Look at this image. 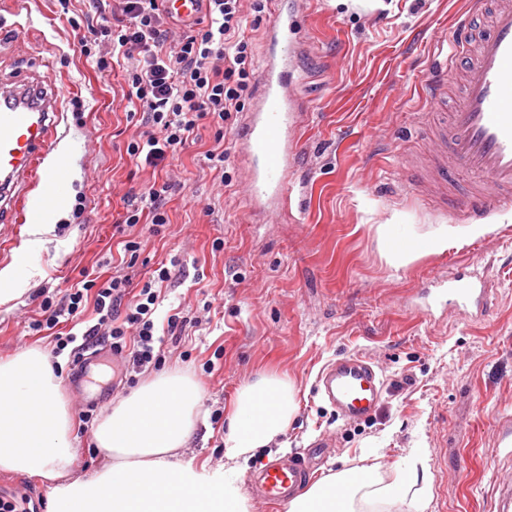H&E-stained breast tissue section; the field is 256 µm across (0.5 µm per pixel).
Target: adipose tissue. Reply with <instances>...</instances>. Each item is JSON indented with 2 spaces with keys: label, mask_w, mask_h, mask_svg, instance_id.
Masks as SVG:
<instances>
[{
  "label": "adipose tissue",
  "mask_w": 512,
  "mask_h": 512,
  "mask_svg": "<svg viewBox=\"0 0 512 512\" xmlns=\"http://www.w3.org/2000/svg\"><path fill=\"white\" fill-rule=\"evenodd\" d=\"M48 355L28 348L0 358V471L27 474L51 485V512H249L236 468H207L180 458L196 428L200 387L190 376L163 371L122 397L97 423L93 437L108 465L76 474L71 415ZM298 410L287 376L269 374L240 386L224 456L233 461L270 446ZM331 497L314 483L291 499L287 512H360L380 483L366 471L360 483Z\"/></svg>",
  "instance_id": "ef3b65f1"
}]
</instances>
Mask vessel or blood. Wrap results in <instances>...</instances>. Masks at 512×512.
<instances>
[{
	"label": "vessel or blood",
	"mask_w": 512,
	"mask_h": 512,
	"mask_svg": "<svg viewBox=\"0 0 512 512\" xmlns=\"http://www.w3.org/2000/svg\"><path fill=\"white\" fill-rule=\"evenodd\" d=\"M207 0H160L172 24L189 28L200 22ZM301 0L290 9H275L265 28L267 51L261 58L255 105L240 136L251 159L249 194L255 205L291 209L296 184L290 173L303 115L292 96L289 62L300 41ZM465 34L456 43L457 57L446 58L424 76L429 106L442 107L448 82L460 87L453 112L444 113L427 133L439 188L464 175L468 187L452 203L460 212L480 217L512 202V0H465L458 17ZM62 97L42 81L0 80V223L16 227L48 220L65 186L60 176L67 159L59 152ZM436 307L474 318L485 293L482 279L449 272L435 278ZM315 391L337 417L349 423L369 419L380 405L383 380L367 357L349 353L320 372ZM313 472L300 455L266 462L247 477L257 497L282 505L305 492Z\"/></svg>",
	"instance_id": "vessel-or-blood-1"
}]
</instances>
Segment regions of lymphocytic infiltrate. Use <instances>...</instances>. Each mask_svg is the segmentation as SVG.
<instances>
[{"mask_svg":"<svg viewBox=\"0 0 512 512\" xmlns=\"http://www.w3.org/2000/svg\"><path fill=\"white\" fill-rule=\"evenodd\" d=\"M96 14L83 17L81 51L94 57L99 71L113 61L132 64L129 102L142 113L140 131L127 153L144 166L157 168L194 142L202 127L214 131L207 154L212 169L223 172L224 124L242 111L254 78L253 39L246 35V11L262 14L266 0H208L202 27L172 35L158 0H94ZM170 182L152 184L143 206L128 205L124 226L148 220L150 230L168 224ZM176 277L174 268L158 263L137 293L128 276L100 279L83 275L61 299L46 295L40 302L43 319L31 329L55 331L53 356L69 354L79 361L100 336H107L113 354L128 358L133 369L160 364L165 337L185 335L186 317H166V333L158 335L154 315L162 303L163 284ZM93 306L96 324H86V306Z\"/></svg>","mask_w":512,"mask_h":512,"instance_id":"f902f5d3","label":"lymphocytic infiltrate"}]
</instances>
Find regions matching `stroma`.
I'll list each match as a JSON object with an SVG mask.
<instances>
[{"mask_svg": "<svg viewBox=\"0 0 512 512\" xmlns=\"http://www.w3.org/2000/svg\"><path fill=\"white\" fill-rule=\"evenodd\" d=\"M462 0H306L295 95L307 107L297 129L295 177L305 182L306 207L276 213L247 198L249 162L237 141L243 124L224 125L228 160L216 176L207 158L210 128L163 168L141 167L126 152L140 117L125 93L126 68L100 73L80 52L58 0H28L13 16L0 0V18L17 27L0 32V76L27 73L49 61L63 100L69 145L67 201L88 200L87 221L55 214L38 250L28 231L0 236V269L30 271L25 290L0 306V358L26 348L49 351L39 293L63 295L82 273H120L139 289L157 263L179 257L181 275L165 286L159 309L178 308L195 325L166 340L163 367L200 385L199 422L184 458L217 467L225 462L223 423L239 387L279 373L294 383L299 409L276 445L262 448L243 471L277 458L281 449L309 457L316 471L377 466L385 482L405 470L423 474L405 496L366 512H498L494 490L512 477L499 440L512 427V210L489 214L480 230L441 205L405 191L406 170L427 169L431 150L421 129L434 120L419 105L420 79L451 52ZM172 181L170 222L160 233L140 227L142 250L127 268L116 230L128 194ZM416 245L413 260L394 267L381 226ZM447 232V249L433 247ZM459 270L481 277L487 313L431 319L411 311L418 288L434 274ZM95 368L59 356L62 398L72 417L101 418L130 392L127 363L109 346ZM343 353L371 359L384 381L377 413L347 423L315 393L322 367ZM214 361L212 373L202 366ZM333 445L313 455L319 436ZM0 494L25 495L48 512L42 479L0 472Z\"/></svg>", "mask_w": 512, "mask_h": 512, "instance_id": "stroma-1", "label": "stroma"}]
</instances>
